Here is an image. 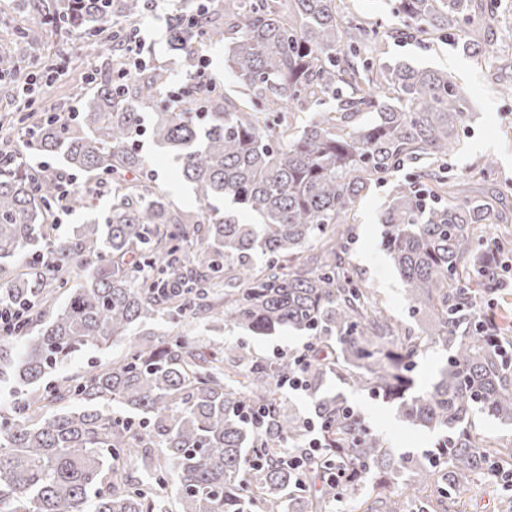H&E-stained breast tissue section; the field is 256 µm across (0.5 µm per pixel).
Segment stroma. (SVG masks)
I'll return each instance as SVG.
<instances>
[{"label":"stroma","instance_id":"1","mask_svg":"<svg viewBox=\"0 0 512 512\" xmlns=\"http://www.w3.org/2000/svg\"><path fill=\"white\" fill-rule=\"evenodd\" d=\"M345 3L357 19L380 24L389 32L383 57L385 63L404 62L418 68L446 71L466 91L471 115L461 133L460 146L447 160V176L458 178L469 174L483 156L490 154L499 161L500 185L511 188L512 95L499 93L493 73L475 59L461 53L450 42L437 40L424 43L399 34L400 23L390 14L386 0H345ZM153 4V9L140 26L139 37L141 42L152 48L156 59L169 62L174 53L168 44V20L175 5L173 0H153ZM421 167V162H408L395 175L393 183L413 181ZM393 183L377 187L364 199L353 226L355 239L348 258L355 273L375 289L378 297L396 317L405 322L409 316L404 284L383 250L382 227L378 222L379 213L389 199ZM187 335L189 340L203 346L215 341L244 343L247 352L254 359L262 361H270L277 355L302 349L307 342L305 336L292 331L246 337L225 328L215 330L201 318L190 323ZM327 388L341 394L371 427L373 433L380 436L389 447L402 452L420 453L432 448L438 438L432 430L406 426L399 420L392 406L367 393L351 389L336 378L328 379Z\"/></svg>","mask_w":512,"mask_h":512}]
</instances>
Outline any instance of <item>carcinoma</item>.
<instances>
[{
  "mask_svg": "<svg viewBox=\"0 0 512 512\" xmlns=\"http://www.w3.org/2000/svg\"><path fill=\"white\" fill-rule=\"evenodd\" d=\"M149 0H17L21 23L0 53V78L23 83L30 32L74 37L107 57L111 75L79 88L80 108L47 112L26 128L18 152L0 153V259L35 252L28 271L0 284V302L33 307L10 371L18 418L0 417V512H460L459 499L491 470L512 474V439L478 418L512 427V334L501 317L475 322L505 294L511 224L486 158L448 181L434 162L460 144L467 100L448 73L381 62L385 34L337 0H209L176 8L171 49L189 84L188 106L207 47L224 42V72L239 95L215 89L197 122L162 106L171 70L138 46L124 75L123 32ZM512 0H389L421 41L456 47L496 70L512 91V63L475 35ZM368 112L371 120L357 122ZM149 134L192 186L195 206L177 207L139 148ZM57 156L54 174L32 160ZM432 164L397 184L381 210L382 243L405 285L408 316L396 323L346 266L349 221L362 200L408 162ZM77 174L109 195L102 218L57 224L58 183ZM229 199L261 223L218 211ZM54 262L44 274L41 255ZM263 260L256 268L254 259ZM95 259L69 285L74 262ZM61 305H56L58 296ZM252 336L288 329L309 342L262 363L241 345L199 346L188 318ZM163 320L155 343L133 338ZM124 342L121 357L40 389L73 354ZM430 351L445 363L421 392L415 369ZM304 370L323 448L306 447L308 420L287 407L282 383ZM392 404L410 426L441 433L420 459L362 436L353 408L326 390L328 377ZM80 402L77 410L66 407ZM117 404L123 411L109 414ZM140 462L134 475L125 468ZM355 477L328 479V468Z\"/></svg>",
  "mask_w": 512,
  "mask_h": 512,
  "instance_id": "carcinoma-1",
  "label": "carcinoma"
}]
</instances>
